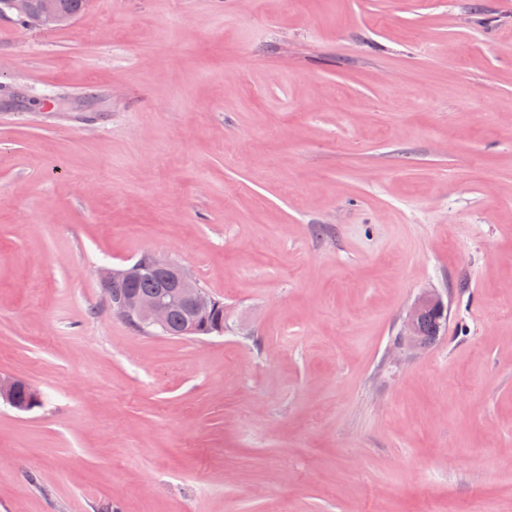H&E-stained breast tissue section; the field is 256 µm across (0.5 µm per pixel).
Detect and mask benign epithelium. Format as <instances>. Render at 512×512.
<instances>
[{"instance_id":"7a95c632","label":"benign epithelium","mask_w":512,"mask_h":512,"mask_svg":"<svg viewBox=\"0 0 512 512\" xmlns=\"http://www.w3.org/2000/svg\"><path fill=\"white\" fill-rule=\"evenodd\" d=\"M14 14L24 20L28 28L52 30L67 25L72 16L61 8L60 0H0V16ZM154 273L160 277L172 300L186 311L187 318L174 328L167 301L153 296H138L112 289L117 279H136ZM100 284L105 292L112 315L138 327L152 329L166 336H202L224 334L223 308L212 295L199 288L196 278L183 266L154 256L138 259L123 269L104 268ZM447 302L435 289L425 290L415 300L403 322L401 335L408 346L422 345L420 323L430 312L443 318ZM0 398L19 411H30L41 403L40 392L29 383L17 378H0Z\"/></svg>"}]
</instances>
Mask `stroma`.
I'll return each mask as SVG.
<instances>
[{
	"label": "stroma",
	"mask_w": 512,
	"mask_h": 512,
	"mask_svg": "<svg viewBox=\"0 0 512 512\" xmlns=\"http://www.w3.org/2000/svg\"><path fill=\"white\" fill-rule=\"evenodd\" d=\"M145 252L223 336L112 316ZM0 377V512H512V0L0 17ZM447 302L443 295L435 289H426L408 311L403 322L401 335L405 336L408 346L418 348L422 345L420 323L425 315L434 312L439 317H446ZM19 390L26 394V400L22 403L16 399V393ZM0 398L19 411H30L41 403L40 392L29 383L17 378H0Z\"/></svg>",
	"instance_id": "stroma-1"
}]
</instances>
